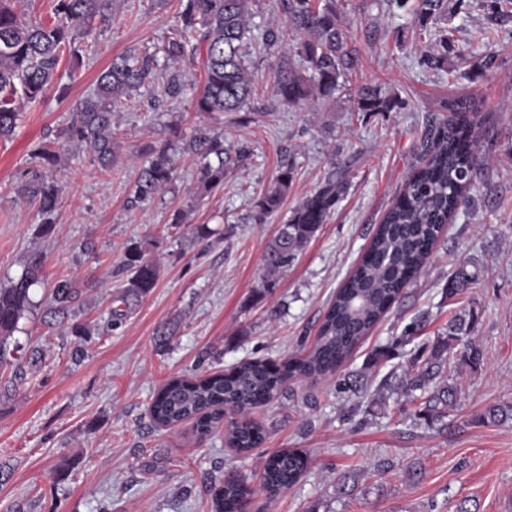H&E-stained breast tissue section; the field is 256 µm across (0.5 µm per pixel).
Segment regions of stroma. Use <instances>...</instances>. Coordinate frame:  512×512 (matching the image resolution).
Masks as SVG:
<instances>
[{
	"label": "stroma",
	"instance_id": "obj_1",
	"mask_svg": "<svg viewBox=\"0 0 512 512\" xmlns=\"http://www.w3.org/2000/svg\"><path fill=\"white\" fill-rule=\"evenodd\" d=\"M182 0H112L78 44L81 65L62 58L60 77L44 98L24 105L15 133L0 140V286L23 274L30 257L43 259L25 311L0 365V512H211L228 471L253 480L274 453L296 448L308 458L298 482L277 497L256 493L248 512H503L512 504V421L476 424L489 403H512V19L488 22L490 0H467L449 23L470 52L444 69L420 63L418 22L391 11L387 0H336L352 34L357 66L333 97L302 107L273 93L283 58L297 37L265 47L267 31L287 24L285 0H254L248 65L254 94L242 111L199 117L191 98L203 84L199 66L183 64L181 89L170 94L169 73L157 70L112 117L117 162L101 172L87 149L67 152L53 176L62 193L42 236L36 205L17 190L32 167L30 152L55 139L95 90L113 58L160 45L178 26ZM494 34V68L479 67L475 36ZM385 84L401 105L381 114L357 112L355 90ZM475 98L489 118L483 132L484 170L470 205L439 238L430 262L343 367L362 372L363 393L338 391L336 377L292 381L251 417L267 431L264 443L238 454L224 429L198 439L192 423L167 430L149 415L154 393L176 375L204 377L248 359L281 360L313 345L329 301L367 248L378 224L422 164L424 133L439 100ZM245 151L229 165L224 188L196 193L202 161L188 144L197 126ZM171 142L177 170L169 189L143 199L135 192L149 142ZM294 177L279 210L252 219L257 198L278 170ZM349 185L326 224L293 266L265 283L268 243L291 210L333 170ZM186 224L173 226L176 212ZM211 229L195 236L197 225ZM156 240V287L121 323H113L116 271L126 248ZM478 272L475 288L448 298L461 262ZM68 280L82 291L64 313L52 310V288ZM475 308L483 362L471 368L451 358L446 375L460 389L440 432L414 420L401 392L376 403L381 383L430 351L451 312ZM425 331L397 339L420 314ZM175 325L166 348L157 333ZM85 335H77L76 327ZM395 346L379 362L377 349ZM66 480H56L61 469ZM355 477L351 494L337 495L336 478Z\"/></svg>",
	"mask_w": 512,
	"mask_h": 512
}]
</instances>
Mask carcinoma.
Instances as JSON below:
<instances>
[{
    "label": "carcinoma",
    "mask_w": 512,
    "mask_h": 512,
    "mask_svg": "<svg viewBox=\"0 0 512 512\" xmlns=\"http://www.w3.org/2000/svg\"><path fill=\"white\" fill-rule=\"evenodd\" d=\"M252 0H185L179 15L180 28L170 37L164 51L173 65L171 89H180L178 65L198 60L204 72L202 89L192 100L198 114L239 112L247 103L252 86L247 78L244 48L250 40ZM398 9H409L418 19L419 36L430 35L427 23L452 17L464 0H388ZM111 0H54V18L48 23L33 20L16 9V0H0V139L10 138L16 129L23 104L40 100L53 84L61 56L68 52L79 61L76 41L87 33V25L109 9ZM288 30L301 37L300 54L307 69L299 71L283 60L275 76L273 92L283 102L304 105L331 97L340 87L339 79L355 68L349 48L350 37L343 28L331 0H288ZM454 51L448 36L422 49L420 63L442 69ZM153 57L129 52L112 61L97 79L94 95L78 108L74 119L60 132L61 141L40 142L31 152L39 172L20 189L41 213L55 211L62 189L43 171L61 167L67 147L83 146L93 152L100 168L110 169L116 161L112 147V115L124 98L152 75ZM356 111L366 114L390 112L400 105L395 95L380 83L361 85L355 97ZM449 116L431 126L423 141L425 164L415 171L402 193L386 212L367 249L347 280L331 299L312 349L303 357L291 356L280 362L250 360L240 363L228 375L207 378L175 377L161 387L151 402L152 419L174 427L191 421L200 436L209 434L224 421L226 411L242 415L230 419L226 443L242 454L258 447L263 428L246 418L252 409L265 405L288 390L295 378H319L341 369L353 350L372 327L388 312L417 276L448 223L467 206L480 176L483 157L481 132L486 117L470 97L441 102ZM189 147L217 163H204L199 190L211 193L224 187L226 160L224 141L199 127ZM174 148L168 142H148L140 152L149 157L136 182V194L149 196L173 182L176 171ZM293 179L286 166L276 175L274 185L257 200L254 220L263 221L278 211ZM347 176L334 174L302 199L292 210L288 223L268 245L264 256L267 286L288 269L336 206L347 188ZM156 243L145 241L128 247L119 268L121 292L114 297L120 318L155 288L159 265L151 258ZM42 267L40 258L31 259L18 281L0 288V362L5 361L8 339L18 328L24 311L31 305L29 290ZM476 274L462 263L448 281L452 298L474 287ZM79 295L70 281L56 283L52 292L55 311L66 312ZM478 314H456L447 329L432 344L427 358L405 373L398 386L423 398L413 413L415 419L431 426L441 421L456 400L457 387L441 378L443 367L455 348L461 360L472 368L480 366L483 350L472 333ZM420 318L405 328L395 344L376 353L390 357L392 351L425 327ZM512 418V404H490L473 417V422L490 424ZM307 459L299 450H285L271 456L264 475L263 490L275 496L295 484L305 471ZM253 490L234 473L212 500V512H245Z\"/></svg>",
    "instance_id": "carcinoma-1"
}]
</instances>
